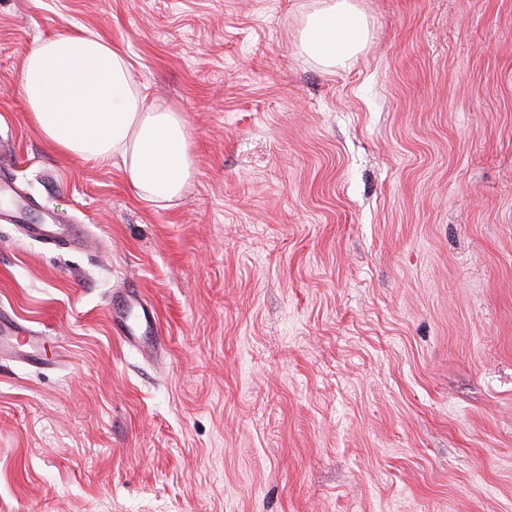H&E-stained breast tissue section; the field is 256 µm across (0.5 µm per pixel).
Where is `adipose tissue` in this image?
I'll use <instances>...</instances> for the list:
<instances>
[{
	"instance_id": "1",
	"label": "adipose tissue",
	"mask_w": 512,
	"mask_h": 512,
	"mask_svg": "<svg viewBox=\"0 0 512 512\" xmlns=\"http://www.w3.org/2000/svg\"><path fill=\"white\" fill-rule=\"evenodd\" d=\"M299 47L326 67L364 50L369 22L356 0H318L300 18ZM20 87L32 125L59 153L119 161L138 195L180 198L195 175L189 126L171 106L148 101L125 52L89 31L41 40L26 55Z\"/></svg>"
}]
</instances>
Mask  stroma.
Listing matches in <instances>:
<instances>
[{
	"label": "stroma",
	"mask_w": 512,
	"mask_h": 512,
	"mask_svg": "<svg viewBox=\"0 0 512 512\" xmlns=\"http://www.w3.org/2000/svg\"><path fill=\"white\" fill-rule=\"evenodd\" d=\"M358 2L327 68L316 0H0V311L58 359L0 358V512H512V0ZM76 28L183 112L181 198L31 124L22 62ZM299 47L325 67H345L369 39L367 15L356 0H318L300 18ZM125 303L126 317L120 323V337L127 343L148 346L156 338L155 317L141 304L133 291L125 296Z\"/></svg>",
	"instance_id": "stroma-1"
}]
</instances>
